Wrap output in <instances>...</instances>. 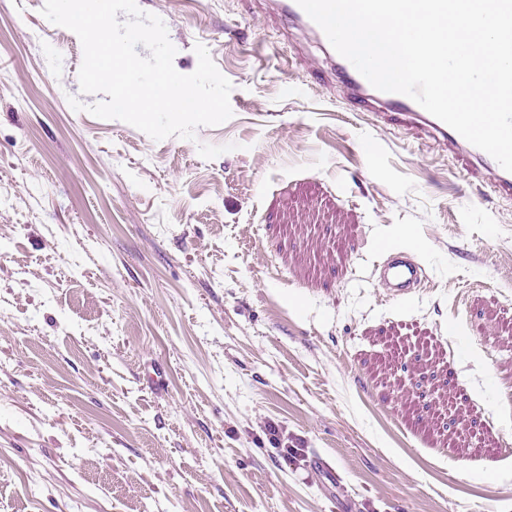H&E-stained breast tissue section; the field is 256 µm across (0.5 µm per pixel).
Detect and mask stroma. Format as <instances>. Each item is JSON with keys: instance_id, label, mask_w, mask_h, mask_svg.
Returning <instances> with one entry per match:
<instances>
[{"instance_id": "stroma-1", "label": "stroma", "mask_w": 512, "mask_h": 512, "mask_svg": "<svg viewBox=\"0 0 512 512\" xmlns=\"http://www.w3.org/2000/svg\"><path fill=\"white\" fill-rule=\"evenodd\" d=\"M43 5L0 0V512H512V201L258 0H137L232 84L161 141L86 112ZM379 280L392 297L403 298L412 294L421 283L419 265L406 255L391 254L377 265ZM265 430L267 434L270 436V443L273 445L274 449L277 450L278 459H282L286 465H296L300 459L301 448H294L292 446H288V436L283 434L282 428L275 423H267L265 426Z\"/></svg>"}]
</instances>
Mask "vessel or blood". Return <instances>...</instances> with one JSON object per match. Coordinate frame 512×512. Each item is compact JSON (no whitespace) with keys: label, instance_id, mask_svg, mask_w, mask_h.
Listing matches in <instances>:
<instances>
[{"label":"vessel or blood","instance_id":"b4317fda","mask_svg":"<svg viewBox=\"0 0 512 512\" xmlns=\"http://www.w3.org/2000/svg\"><path fill=\"white\" fill-rule=\"evenodd\" d=\"M265 3L274 17L306 30L320 44L331 74L336 78L347 103L374 113L381 123L425 135L447 147L449 157L456 163L457 175L512 200V172L505 171L493 157L469 143L411 98L374 88L347 59L332 48L323 30L309 18L296 0H265ZM377 271L381 283L395 298L412 294L421 283L419 265L404 255H389L378 264Z\"/></svg>","mask_w":512,"mask_h":512}]
</instances>
